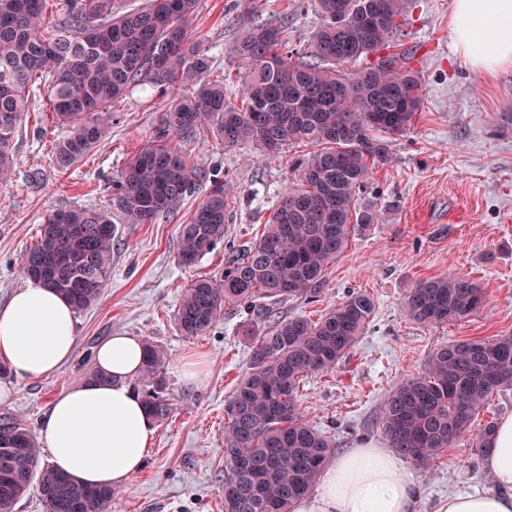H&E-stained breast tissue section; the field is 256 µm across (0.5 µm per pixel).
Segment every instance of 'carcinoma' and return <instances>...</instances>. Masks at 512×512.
Segmentation results:
<instances>
[{"label":"carcinoma","mask_w":512,"mask_h":512,"mask_svg":"<svg viewBox=\"0 0 512 512\" xmlns=\"http://www.w3.org/2000/svg\"><path fill=\"white\" fill-rule=\"evenodd\" d=\"M0 0V181L14 171L13 140L32 92H44L68 135L52 154L67 171L93 151L112 126L114 106L135 87L175 92L154 140L112 180L127 224H155L192 196L204 168L168 145L172 135L207 129L232 148L243 144L275 158L292 142L314 150L296 164L299 184L278 196L261 237L224 263L219 277L188 284L175 314L184 336H202L224 305L268 317L288 297L314 299L328 265L350 236L375 223L358 194L372 167L389 160L370 136L399 134L421 105L420 85L391 47L405 0H311L320 16L309 49L284 52L285 24L248 28L234 47L245 73L230 92L208 51L190 41L199 0ZM229 182H216L179 230L177 257L196 265L224 242L231 214ZM116 225L101 210L71 207L47 217L40 239L20 257L21 272L56 290L77 313L93 306L112 272ZM477 284L444 275L411 289L408 320L430 326L467 318L482 305ZM374 312L353 293L311 322L292 317L257 330L249 367L224 404V512H291L308 494L336 444L310 425L300 384L333 370L356 344ZM166 357L145 343L134 389L154 420L169 414L163 398ZM512 388V334L442 345L423 370L397 383L382 406L387 445L420 468L472 432L483 453L496 428L476 417L496 392ZM31 427L0 413V512L37 487L46 512H108L110 488H92L51 467L36 469Z\"/></svg>","instance_id":"carcinoma-1"}]
</instances>
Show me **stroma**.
I'll use <instances>...</instances> for the list:
<instances>
[{
	"instance_id": "stroma-1",
	"label": "stroma",
	"mask_w": 512,
	"mask_h": 512,
	"mask_svg": "<svg viewBox=\"0 0 512 512\" xmlns=\"http://www.w3.org/2000/svg\"><path fill=\"white\" fill-rule=\"evenodd\" d=\"M453 0H408L395 50L407 58L421 86V107L398 135H382L389 160L376 166L358 198L375 210L376 224L351 236L331 263L318 301L288 298L271 307L272 320H317L350 294L369 295L374 314L354 348L330 373L309 376L300 405L308 422L331 435L337 452L370 442L385 446L381 408L400 380L421 371L440 345L512 334V67L495 74L473 71L451 49ZM320 22L306 0H200L192 38L215 67L238 76L233 49L248 26L287 24L288 45L307 44ZM171 102L150 86L135 88L116 107L112 126L88 157L58 171L52 148L66 130L51 113L21 117L11 180L0 184V305L26 281L19 256L33 247L49 214L71 206L111 209L112 180L153 138ZM171 147L201 163L209 176L234 188L232 218L222 244L198 265L177 259L181 224L206 197L208 185L156 224H118L112 272L99 301L76 316L72 359L56 374L11 380L0 412L39 429L53 397L83 382L94 368L100 341L127 333L167 355L164 396L169 416L155 422L146 464L119 489L110 512H224V402L246 370L251 348L242 334L245 309L230 305L205 335L182 336L174 322L187 284L216 276L224 259L263 231L276 195L296 184L300 148L266 159L249 145L224 147L211 132L170 136ZM476 282L483 308L469 318L421 327L402 314L417 284L446 274ZM202 360L204 384L185 383L177 363ZM421 488L416 512H443L452 492L492 489L484 457L463 436L429 470L414 469Z\"/></svg>"
}]
</instances>
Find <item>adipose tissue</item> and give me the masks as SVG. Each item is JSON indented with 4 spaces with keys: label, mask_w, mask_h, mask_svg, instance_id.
<instances>
[{
    "label": "adipose tissue",
    "mask_w": 512,
    "mask_h": 512,
    "mask_svg": "<svg viewBox=\"0 0 512 512\" xmlns=\"http://www.w3.org/2000/svg\"><path fill=\"white\" fill-rule=\"evenodd\" d=\"M452 47L477 72L512 66V0H453ZM75 347V314L44 284L27 281L0 306V361L19 380L56 374ZM144 344L118 334L97 347L103 380L69 388L51 403L39 442L52 467L97 487L126 485L143 467L155 429L132 382L142 372ZM492 489L450 494L446 512H512V418L492 435L484 457ZM413 474L387 448L363 444L337 455L315 491L292 512H415Z\"/></svg>",
    "instance_id": "1"
}]
</instances>
